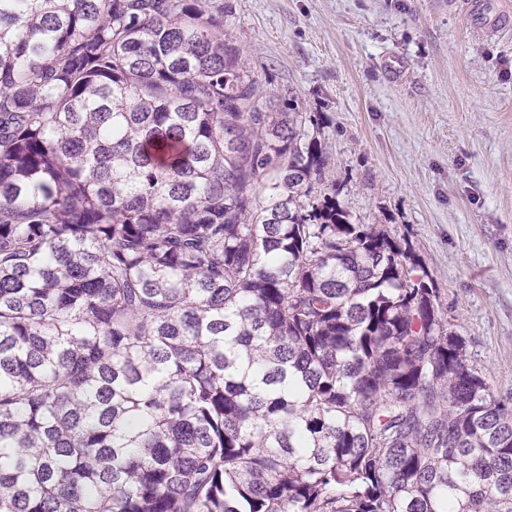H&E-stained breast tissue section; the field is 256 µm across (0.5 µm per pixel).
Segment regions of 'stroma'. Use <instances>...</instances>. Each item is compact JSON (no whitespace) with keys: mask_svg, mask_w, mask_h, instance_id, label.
<instances>
[{"mask_svg":"<svg viewBox=\"0 0 512 512\" xmlns=\"http://www.w3.org/2000/svg\"><path fill=\"white\" fill-rule=\"evenodd\" d=\"M223 2L267 92L318 120L339 200L422 256L512 398V31L462 24L448 0Z\"/></svg>","mask_w":512,"mask_h":512,"instance_id":"obj_1","label":"stroma"}]
</instances>
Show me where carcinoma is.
Masks as SVG:
<instances>
[{
  "label": "carcinoma",
  "mask_w": 512,
  "mask_h": 512,
  "mask_svg": "<svg viewBox=\"0 0 512 512\" xmlns=\"http://www.w3.org/2000/svg\"><path fill=\"white\" fill-rule=\"evenodd\" d=\"M219 0H0V512H512V402Z\"/></svg>",
  "instance_id": "obj_1"
}]
</instances>
